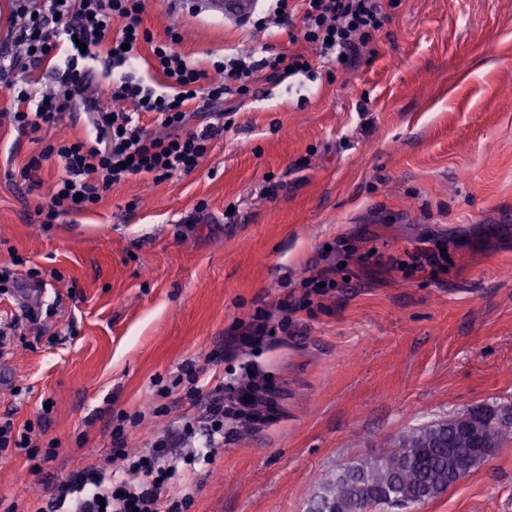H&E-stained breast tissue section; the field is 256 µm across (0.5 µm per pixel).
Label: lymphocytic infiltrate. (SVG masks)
<instances>
[{
  "label": "lymphocytic infiltrate",
  "instance_id": "1",
  "mask_svg": "<svg viewBox=\"0 0 512 512\" xmlns=\"http://www.w3.org/2000/svg\"><path fill=\"white\" fill-rule=\"evenodd\" d=\"M302 12L301 35L319 50L320 58L347 68L383 29L389 12L399 0H295ZM10 40L0 44V83L15 104L7 115L19 135L38 143L18 174L30 187L40 186L39 174L46 162L56 160L62 172L49 195L38 202L35 213L43 223L55 224L73 212L96 207L112 189L130 176L147 174L163 182L177 174L193 172L207 153L210 142L232 125L236 113L231 98H246L258 73L282 80L289 73H307L309 60L302 55L272 54L222 58L211 70L197 68L179 51L176 27H168L165 40H154L142 26L144 0H14ZM109 43L108 55L118 74L112 79L110 98L130 104V111L99 112L95 135L85 141L44 140L42 133L55 126L74 102L97 109L95 73L86 63L81 46ZM149 44L159 69L169 83L158 91L138 78L134 66L141 44ZM66 52L67 63L59 72L54 91L34 94L14 72L17 61L38 68ZM201 100L212 116L202 128L189 124L187 106ZM153 114L164 135L147 130L142 113ZM404 275L436 276L448 266V248L436 243L417 248L405 260H392ZM282 304L279 318L259 312L251 321L234 327L237 345L248 347L287 333L292 323ZM204 369L189 362L182 366L184 399L200 409V416H184V437L201 436L200 450L177 454L170 435L156 437L148 452L126 451L130 434L139 426L141 413H119L110 433V455L125 461L121 479L107 478L102 467L90 466L54 486L48 503L34 502L32 512H188V493L173 492L174 480L190 477L195 466L209 461L224 442V423L257 425L270 420L276 390L263 376L251 371L229 379L216 378L206 388ZM33 424L16 426L12 415L0 417V456L21 454L38 463L51 458L57 443L40 447L33 443Z\"/></svg>",
  "mask_w": 512,
  "mask_h": 512
}]
</instances>
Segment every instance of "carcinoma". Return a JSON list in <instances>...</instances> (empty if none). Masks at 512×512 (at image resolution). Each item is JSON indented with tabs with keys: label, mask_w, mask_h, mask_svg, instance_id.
Segmentation results:
<instances>
[{
	"label": "carcinoma",
	"mask_w": 512,
	"mask_h": 512,
	"mask_svg": "<svg viewBox=\"0 0 512 512\" xmlns=\"http://www.w3.org/2000/svg\"><path fill=\"white\" fill-rule=\"evenodd\" d=\"M436 427L433 423L402 435L381 454L356 464V474L347 480H326L320 503L327 504L333 512H360L366 505L375 510L385 508L389 493H396L409 503L419 502L423 489L439 481L448 467V449L472 448L476 438L500 449L512 440V430L491 413L473 418L467 434L448 425L439 443Z\"/></svg>",
	"instance_id": "obj_1"
}]
</instances>
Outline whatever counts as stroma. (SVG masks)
I'll list each match as a JSON object with an SVG mask.
<instances>
[{
  "label": "stroma",
  "mask_w": 512,
  "mask_h": 512,
  "mask_svg": "<svg viewBox=\"0 0 512 512\" xmlns=\"http://www.w3.org/2000/svg\"><path fill=\"white\" fill-rule=\"evenodd\" d=\"M199 68L247 52L306 56L312 71L257 75L230 129L195 171L129 177L90 211L40 223L58 176L29 189L36 146L0 126V263L43 279L46 331L0 356V416L42 420L54 456L0 459V502L108 461L112 418L143 411L130 453L177 430L184 405L147 414L156 382L189 360L250 364L278 390L274 418L224 428L198 464L189 512H313L322 478L408 431L476 409L512 418V0H400L341 70L299 36L146 0L143 26ZM204 213H196L199 202ZM445 243L448 271L403 276L368 259ZM344 240L359 254L321 306L287 335L225 352L256 309L277 313ZM414 512H512V442Z\"/></svg>",
  "instance_id": "35a3bbf8"
}]
</instances>
